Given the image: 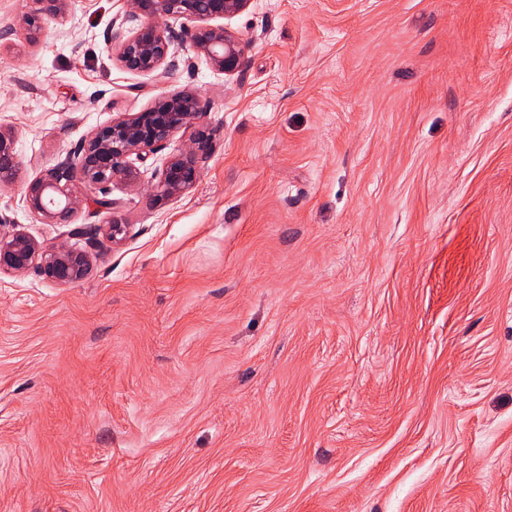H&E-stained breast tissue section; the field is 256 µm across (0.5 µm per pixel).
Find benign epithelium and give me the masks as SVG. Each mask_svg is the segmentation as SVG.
<instances>
[{
	"label": "benign epithelium",
	"instance_id": "benign-epithelium-1",
	"mask_svg": "<svg viewBox=\"0 0 512 512\" xmlns=\"http://www.w3.org/2000/svg\"><path fill=\"white\" fill-rule=\"evenodd\" d=\"M23 22L36 37L48 16L65 14L68 0H30ZM122 23L132 27L112 36V45L122 66L135 73L159 71L171 74L178 66L180 51L189 46L205 58L210 67L224 75L240 71L245 45L215 19H230L246 11L252 0H124ZM181 19L197 22L191 30L175 27ZM208 103L198 94L180 92L159 98L155 106L134 113H122L112 123L93 129L52 168L25 186L27 206L48 224H68L86 198L78 195L76 184L95 189L91 201L113 210L117 202L108 198L116 181L128 185L139 182L143 162L164 149L173 135L195 127L208 113ZM211 155V145L202 131L191 135L187 150L169 156L151 186L153 196L162 201L183 194L197 180ZM19 160L13 136L0 130V183L12 184L18 175ZM96 234L114 242L126 235V225L113 219L99 224ZM89 251L75 249L61 241L44 246L21 230L0 234V274H22L32 267L59 285L81 282L90 270Z\"/></svg>",
	"mask_w": 512,
	"mask_h": 512
}]
</instances>
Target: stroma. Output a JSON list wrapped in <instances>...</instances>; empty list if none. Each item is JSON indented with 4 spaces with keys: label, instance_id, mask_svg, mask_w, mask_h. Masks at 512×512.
Masks as SVG:
<instances>
[{
    "label": "stroma",
    "instance_id": "1",
    "mask_svg": "<svg viewBox=\"0 0 512 512\" xmlns=\"http://www.w3.org/2000/svg\"><path fill=\"white\" fill-rule=\"evenodd\" d=\"M0 0V231L119 217L87 277L0 274V512H512V0H253L240 73L112 51L124 0L37 41ZM212 154L48 224L25 185L159 95ZM19 160L13 136L0 127V183L12 184L18 175ZM187 150L169 156L158 171V180L151 186L157 201L183 194L197 180L202 166L211 155V145L203 131L191 135Z\"/></svg>",
    "mask_w": 512,
    "mask_h": 512
}]
</instances>
